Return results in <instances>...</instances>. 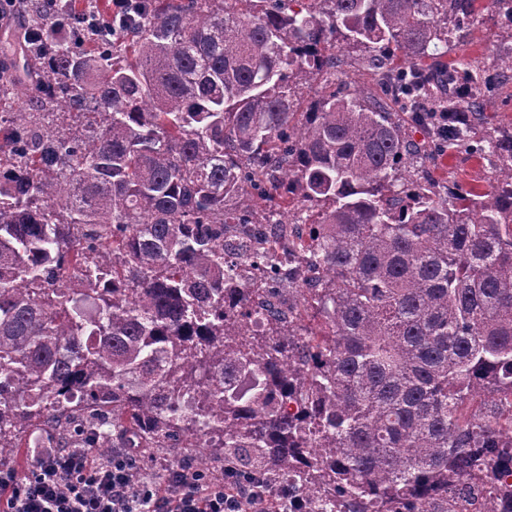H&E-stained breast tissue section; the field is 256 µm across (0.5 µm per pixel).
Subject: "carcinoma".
<instances>
[{
  "label": "carcinoma",
  "instance_id": "carcinoma-1",
  "mask_svg": "<svg viewBox=\"0 0 512 512\" xmlns=\"http://www.w3.org/2000/svg\"><path fill=\"white\" fill-rule=\"evenodd\" d=\"M141 0L118 35L75 0L23 5L35 110L0 123V465L75 414L189 448L304 497L307 512H452L459 483L512 462V132L472 137L492 73L443 61L478 0ZM341 41L385 99L348 81L298 112ZM424 132L417 140L413 131ZM465 147L489 189L418 161ZM276 210L313 276L241 287ZM255 224L239 264L224 226Z\"/></svg>",
  "mask_w": 512,
  "mask_h": 512
}]
</instances>
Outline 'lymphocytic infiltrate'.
Returning <instances> with one entry per match:
<instances>
[{
    "label": "lymphocytic infiltrate",
    "instance_id": "obj_1",
    "mask_svg": "<svg viewBox=\"0 0 512 512\" xmlns=\"http://www.w3.org/2000/svg\"><path fill=\"white\" fill-rule=\"evenodd\" d=\"M280 512L287 492H273L264 478L241 479L233 470L223 478L179 468L162 480L148 476L128 452L94 461L87 448H39L27 477L0 469V512Z\"/></svg>",
    "mask_w": 512,
    "mask_h": 512
}]
</instances>
